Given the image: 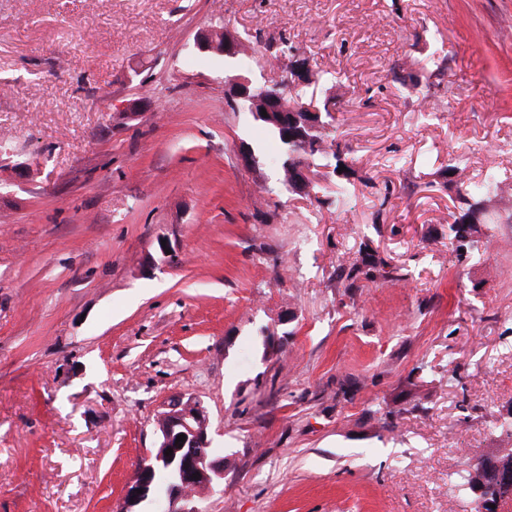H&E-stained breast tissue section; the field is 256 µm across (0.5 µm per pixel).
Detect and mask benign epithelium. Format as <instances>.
Listing matches in <instances>:
<instances>
[{"label": "benign epithelium", "mask_w": 512, "mask_h": 512, "mask_svg": "<svg viewBox=\"0 0 512 512\" xmlns=\"http://www.w3.org/2000/svg\"><path fill=\"white\" fill-rule=\"evenodd\" d=\"M195 46L202 53L215 52L228 58L236 57L242 49L239 37L227 29L224 30L223 43H218L210 31L205 30L197 35ZM309 77L310 64L296 55L282 81L257 86L251 79L241 75L225 78L227 102L232 105L242 103L256 114L264 109L268 117L284 127L290 135L297 136L302 132L300 119L296 111L285 105V84L292 80L302 83ZM209 426L207 409L197 398L189 396L168 404L156 421L159 445L141 462L138 476L126 485L119 512H136L134 507L150 492L148 475L157 464L173 469L178 478L169 492V498L180 503V506L166 512H201L198 500L190 494L189 487L210 490L224 479V460L208 452ZM181 434L185 435V441L177 445L176 438ZM169 448L172 454L167 456L165 451ZM196 472L199 473L197 480L192 478ZM494 482L503 491L495 502L494 512H508L512 508V467L499 468L495 472ZM139 489L142 490L140 494L137 493Z\"/></svg>", "instance_id": "benign-epithelium-1"}]
</instances>
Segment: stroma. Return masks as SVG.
<instances>
[{
	"label": "stroma",
	"mask_w": 512,
	"mask_h": 512,
	"mask_svg": "<svg viewBox=\"0 0 512 512\" xmlns=\"http://www.w3.org/2000/svg\"><path fill=\"white\" fill-rule=\"evenodd\" d=\"M215 26L236 58L196 49ZM296 52L335 78L302 101L336 102L338 202L240 158L278 146L225 77ZM461 150L501 181L459 253ZM511 213L512 0H0V512H117L189 395L224 460L201 512H476L463 455L512 447ZM368 250L401 279L349 287ZM220 29L222 31L217 36L224 37L222 44H219L210 34L213 29H208L197 35L195 41L196 48L202 53L215 52L224 54V57L235 58L242 49L239 37L227 29L224 30V27H220Z\"/></svg>",
	"instance_id": "stroma-1"
}]
</instances>
